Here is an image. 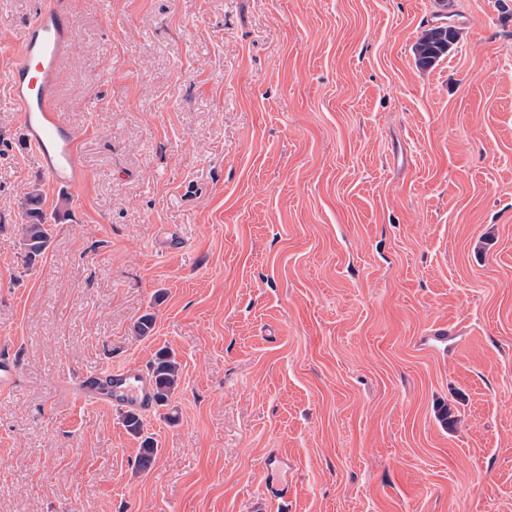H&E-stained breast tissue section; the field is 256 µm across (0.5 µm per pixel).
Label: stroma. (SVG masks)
I'll list each match as a JSON object with an SVG mask.
<instances>
[{"label":"stroma","mask_w":512,"mask_h":512,"mask_svg":"<svg viewBox=\"0 0 512 512\" xmlns=\"http://www.w3.org/2000/svg\"><path fill=\"white\" fill-rule=\"evenodd\" d=\"M41 2L0 0V73ZM68 8L81 192L0 93V512H512V0ZM35 190L54 231L30 265ZM162 348L180 383L140 417L142 471L78 382ZM456 36V30L448 29V26L445 25H433L423 31L415 47L420 64L424 66L432 64L448 50V46ZM265 492L272 503L284 500L288 495V480L281 478L283 471L288 470V459L271 452L264 460Z\"/></svg>","instance_id":"stroma-1"}]
</instances>
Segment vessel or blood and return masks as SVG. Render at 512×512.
Masks as SVG:
<instances>
[{"label": "vessel or blood", "instance_id": "obj_1", "mask_svg": "<svg viewBox=\"0 0 512 512\" xmlns=\"http://www.w3.org/2000/svg\"><path fill=\"white\" fill-rule=\"evenodd\" d=\"M76 39L67 0H43L28 20L11 67L0 74V89L17 109L27 143L46 180L69 191L84 186L79 162L80 135L65 125L57 97L71 45ZM155 382L137 366L110 368L85 375L82 398L115 409L145 413L154 404ZM287 458L269 453L264 461L265 492L270 501L285 499L288 482L282 473Z\"/></svg>", "mask_w": 512, "mask_h": 512}]
</instances>
